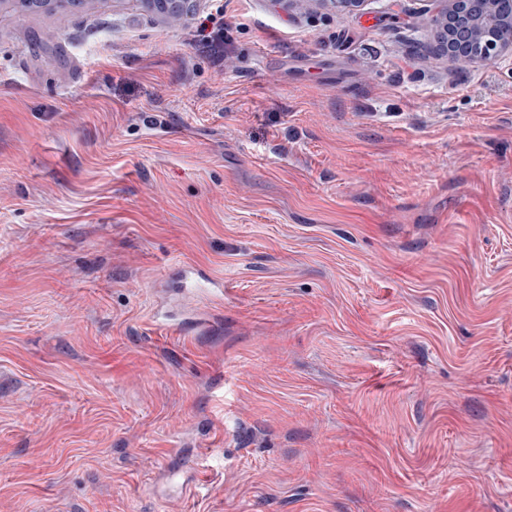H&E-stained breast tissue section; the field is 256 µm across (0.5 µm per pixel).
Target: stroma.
Wrapping results in <instances>:
<instances>
[{
    "label": "stroma",
    "mask_w": 512,
    "mask_h": 512,
    "mask_svg": "<svg viewBox=\"0 0 512 512\" xmlns=\"http://www.w3.org/2000/svg\"><path fill=\"white\" fill-rule=\"evenodd\" d=\"M425 7L0 8V512H512V57ZM160 21L175 24L190 16L199 6L200 0H133Z\"/></svg>",
    "instance_id": "obj_1"
}]
</instances>
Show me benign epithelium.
I'll list each match as a JSON object with an SVG mask.
<instances>
[{
    "instance_id": "1",
    "label": "benign epithelium",
    "mask_w": 512,
    "mask_h": 512,
    "mask_svg": "<svg viewBox=\"0 0 512 512\" xmlns=\"http://www.w3.org/2000/svg\"><path fill=\"white\" fill-rule=\"evenodd\" d=\"M160 21L175 24L190 16L200 0H134ZM308 12L360 13L370 0H270ZM438 50L459 69L497 64L512 54V0H427ZM29 12H50L64 4L106 6L112 0H0Z\"/></svg>"
}]
</instances>
